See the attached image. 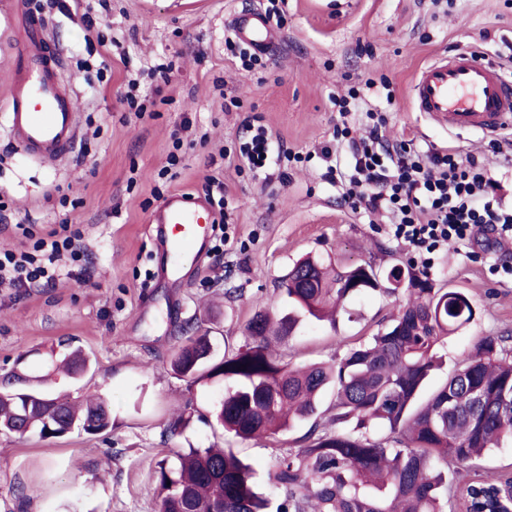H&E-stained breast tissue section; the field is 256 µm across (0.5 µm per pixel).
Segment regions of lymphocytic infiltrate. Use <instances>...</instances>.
<instances>
[{
    "instance_id": "f902f5d3",
    "label": "lymphocytic infiltrate",
    "mask_w": 512,
    "mask_h": 512,
    "mask_svg": "<svg viewBox=\"0 0 512 512\" xmlns=\"http://www.w3.org/2000/svg\"><path fill=\"white\" fill-rule=\"evenodd\" d=\"M361 135L351 126L336 129L334 146L322 147L325 180L342 190L353 210L386 213L393 237L411 254L422 274L448 242L467 244L485 238L512 240V205L494 195L497 172L473 155L456 150L420 151L413 139L390 140L383 114L370 113ZM265 126L241 142L238 159L249 169L268 173L285 149H273ZM17 232L31 248L0 251V288H52L69 276L72 264L87 262L80 229L62 224L47 232L20 224Z\"/></svg>"
}]
</instances>
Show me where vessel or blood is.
<instances>
[{"label":"vessel or blood","mask_w":512,"mask_h":512,"mask_svg":"<svg viewBox=\"0 0 512 512\" xmlns=\"http://www.w3.org/2000/svg\"><path fill=\"white\" fill-rule=\"evenodd\" d=\"M226 25L256 53L270 56L281 46L259 10L232 15ZM21 63L6 102L9 134L30 160H62L76 148L78 112L74 93L60 74L61 54L40 19L26 22ZM410 97L416 111L449 131L487 137L512 132V81L472 50L459 48L421 66ZM150 222L158 243L160 276L178 281L197 270L214 222L207 201L192 193L173 192Z\"/></svg>","instance_id":"b4317fda"}]
</instances>
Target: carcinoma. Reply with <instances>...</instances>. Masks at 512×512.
Listing matches in <instances>:
<instances>
[{"mask_svg":"<svg viewBox=\"0 0 512 512\" xmlns=\"http://www.w3.org/2000/svg\"><path fill=\"white\" fill-rule=\"evenodd\" d=\"M408 279L410 300L376 334L358 341L334 365L294 367L272 349L292 337L302 316L335 321L341 303L381 280ZM291 311L264 309L247 324L244 345L211 362L212 345L197 336L170 365L194 382H233L214 405L224 430L247 439L276 436L317 419L322 393L332 390L330 427L313 426L308 444L280 457L269 479L284 492L276 512H496V490L512 483V466L494 478L479 474L493 448L512 442L511 336H483L425 401L426 381L439 364L436 346L469 324V295L435 288L391 268L381 277L370 265L335 276L311 257L286 275ZM68 376L89 367L69 353L57 360ZM110 424L100 398L75 405L39 390H0V430H37L57 437L73 428ZM159 512H270L255 491L253 472L231 448H190L177 463L155 471Z\"/></svg>","mask_w":512,"mask_h":512,"instance_id":"cac0c4a2","label":"carcinoma"}]
</instances>
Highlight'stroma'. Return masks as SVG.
Segmentation results:
<instances>
[{
	"instance_id": "obj_1",
	"label": "stroma",
	"mask_w": 512,
	"mask_h": 512,
	"mask_svg": "<svg viewBox=\"0 0 512 512\" xmlns=\"http://www.w3.org/2000/svg\"><path fill=\"white\" fill-rule=\"evenodd\" d=\"M268 0H49L42 17L63 49L80 138L65 163H35L14 150L0 112V201L7 229L0 248L20 247L11 224L34 221L80 227L94 271H73L53 288H0V388L17 378L72 400L104 398V431L62 437L0 432V512H157L153 478L160 460L184 449H235L255 472L261 492L280 493L269 472L298 447L309 422L272 438L242 440L210 423L223 381L191 383L169 361L189 337L210 336L216 354L238 348L259 310H287L282 277L304 255L337 270L369 263L411 269L410 257L384 222L353 212L322 180L317 150L339 121L334 103L359 79H375L369 109L384 113L388 133L418 146L488 155L480 134L448 132L416 112L409 87L435 56L478 45L486 61L512 65V0H286L272 23L282 52L244 68L228 44L227 17ZM35 0H0V108L23 44L19 13ZM487 40H480V33ZM110 71L97 75L102 52ZM172 63L169 82L151 73ZM394 90L386 100L379 79ZM136 88H129V80ZM152 100L138 113L124 99ZM260 119L293 152L310 161L283 163L282 177L264 182L237 164L244 121ZM182 158L165 175L171 152ZM224 182V260L204 259L178 288L156 278L155 234L148 219L171 192L204 194L209 176ZM452 243L428 276L436 288H459L475 304L470 324L439 348L443 363L428 382L441 386L459 356L484 336H512V280L491 270L495 257L470 260ZM409 299L368 290L349 298L336 324L302 320L282 351L296 365L332 362L359 337L377 333ZM80 349L91 367L77 379L52 372L53 356ZM189 426L167 433L172 416Z\"/></svg>"
}]
</instances>
